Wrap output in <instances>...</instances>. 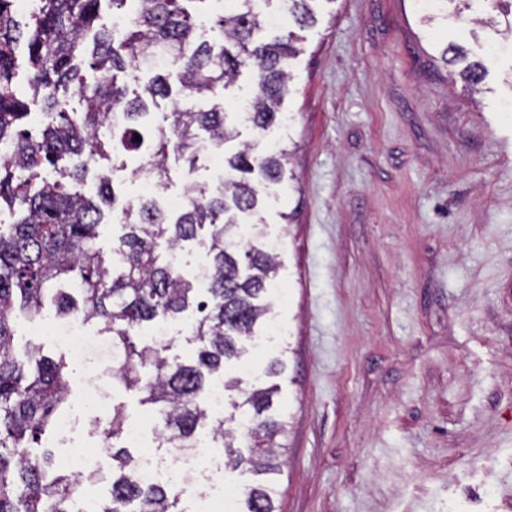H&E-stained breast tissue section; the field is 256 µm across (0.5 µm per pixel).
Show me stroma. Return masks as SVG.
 <instances>
[{
	"mask_svg": "<svg viewBox=\"0 0 512 512\" xmlns=\"http://www.w3.org/2000/svg\"><path fill=\"white\" fill-rule=\"evenodd\" d=\"M418 4L321 0L265 134L287 149L262 190L282 332L247 381L280 387L277 512H512V58L483 92L451 83L438 43L475 56L489 32L421 26ZM139 165L104 169L119 201L140 197ZM168 166L171 193L224 178L219 150ZM70 368L80 422L53 437L57 459L99 441L103 394L168 461L153 406Z\"/></svg>",
	"mask_w": 512,
	"mask_h": 512,
	"instance_id": "stroma-1",
	"label": "stroma"
}]
</instances>
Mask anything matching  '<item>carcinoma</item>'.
Returning a JSON list of instances; mask_svg holds the SVG:
<instances>
[{"instance_id": "1", "label": "carcinoma", "mask_w": 512, "mask_h": 512, "mask_svg": "<svg viewBox=\"0 0 512 512\" xmlns=\"http://www.w3.org/2000/svg\"><path fill=\"white\" fill-rule=\"evenodd\" d=\"M101 2L38 0L23 22L14 0H0V144L9 149L0 155V211L18 215L0 225V512H74L96 480L93 472L66 469L41 447L43 436L58 427L70 395L69 364L63 354L45 355L40 344L17 345L15 326L39 320L48 303L59 317L103 323L102 332L112 339V382L155 407L163 418L162 443L176 450L193 448L201 431L210 430L224 448V468L245 467L259 477L244 490L242 512H276L274 475L280 465L275 439L285 428L270 414L277 388L245 390L244 380L225 377V368L249 354L248 342L272 311L268 298L277 263L275 253L259 244L264 223L259 184L282 180L285 152L257 138L230 153L228 144L239 133L224 110L175 108L156 126L142 172L157 189H165L169 154L194 164L204 132L224 150L231 172L216 191L191 186L186 207L172 214L154 197L120 204L104 183L95 198L80 186L88 166L110 161L100 138L109 111L124 115L118 136L123 150L138 153L151 132L142 122L149 105L172 95L169 72L155 74L140 92L118 82V74L139 71L156 52L166 51L182 91L205 98L217 85L227 89L242 70H251L256 91L246 101L244 121L260 133L276 122L289 92V63L301 52V37L289 30L269 41L257 38L264 23L258 0H233L214 21L218 39L196 44L185 4L205 0H136V15L121 39L100 30L89 42L87 32ZM282 2L298 28L316 24L313 4L319 0ZM422 9L429 26L446 29L471 11L477 14L474 23L498 34L475 60L452 41L441 52L445 64H463L459 75L477 88L488 73L487 61L501 43H512V0H423ZM487 10L498 12L503 22L479 16ZM22 42L28 49L31 96L52 111V121L37 136L23 128L28 104L15 89V50ZM70 91L85 102L84 111L64 107L62 97ZM74 156L84 161L59 165ZM45 164L55 169L52 181L40 178ZM108 204L125 232L107 256L95 240ZM196 240L207 245L210 256L203 297L196 278L163 261L165 253L180 252ZM189 311L193 340L199 343L193 362L166 356L169 345L162 340L138 345L145 324L177 320ZM219 375L224 390L241 392L244 399L230 401L228 416L211 421L200 400ZM226 422L245 428L248 448L241 449L237 432L224 429ZM124 424V405L112 406L105 431L111 493L93 512H178L171 487L139 481L137 460L118 445L125 441Z\"/></svg>"}]
</instances>
